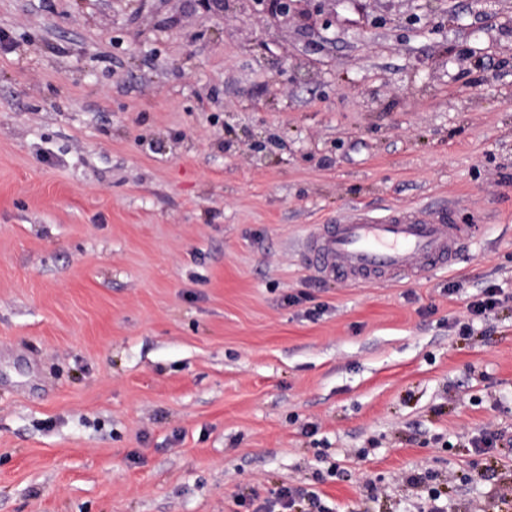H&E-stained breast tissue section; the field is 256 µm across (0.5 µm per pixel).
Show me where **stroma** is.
<instances>
[{"instance_id":"obj_1","label":"stroma","mask_w":512,"mask_h":512,"mask_svg":"<svg viewBox=\"0 0 512 512\" xmlns=\"http://www.w3.org/2000/svg\"><path fill=\"white\" fill-rule=\"evenodd\" d=\"M271 2L0 0V512H512V0ZM414 207L451 267L302 265ZM447 222L445 212L427 208L384 216L355 210L336 224L314 225L302 262L320 278L416 281L430 268L453 265L467 249L472 228ZM502 304L495 288L486 289L483 296L469 304L470 312L477 317H488Z\"/></svg>"}]
</instances>
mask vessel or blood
Masks as SVG:
<instances>
[{
	"label": "vessel or blood",
	"mask_w": 512,
	"mask_h": 512,
	"mask_svg": "<svg viewBox=\"0 0 512 512\" xmlns=\"http://www.w3.org/2000/svg\"><path fill=\"white\" fill-rule=\"evenodd\" d=\"M472 234L471 227L448 223L437 210L384 216L357 210L338 223L314 225L305 238L302 262L321 278L415 281L428 269L453 265Z\"/></svg>",
	"instance_id": "b4317fda"
}]
</instances>
